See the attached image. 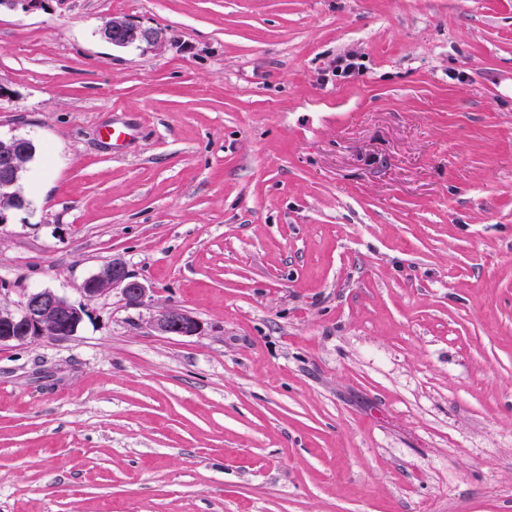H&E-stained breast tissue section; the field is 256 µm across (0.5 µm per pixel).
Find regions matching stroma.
Wrapping results in <instances>:
<instances>
[{
    "label": "stroma",
    "mask_w": 512,
    "mask_h": 512,
    "mask_svg": "<svg viewBox=\"0 0 512 512\" xmlns=\"http://www.w3.org/2000/svg\"><path fill=\"white\" fill-rule=\"evenodd\" d=\"M14 135L0 305L87 313L0 348V512H512V0H46ZM99 35L102 41L112 46H129L137 42L153 41L158 33L126 19L109 18L100 26ZM27 139L17 136L0 138V224L6 223L7 213L25 203L24 197L15 187L27 168ZM80 289L89 300L118 291L122 300L129 305L141 304L147 295L145 285L132 276L125 263L119 259H113L98 273L86 279ZM151 327L163 335L194 336L201 332L200 322L179 308H165L151 321Z\"/></svg>",
    "instance_id": "35a3bbf8"
}]
</instances>
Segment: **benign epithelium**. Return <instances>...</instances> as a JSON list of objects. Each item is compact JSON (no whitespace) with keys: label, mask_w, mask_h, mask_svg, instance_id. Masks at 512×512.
<instances>
[{"label":"benign epithelium","mask_w":512,"mask_h":512,"mask_svg":"<svg viewBox=\"0 0 512 512\" xmlns=\"http://www.w3.org/2000/svg\"><path fill=\"white\" fill-rule=\"evenodd\" d=\"M42 3L43 0H0V11L33 12L41 8ZM99 35L102 41L114 46H129L153 41L158 33L126 19L109 18L100 26ZM26 142L25 137L0 138V224L6 223L7 213L25 202L15 187L27 168ZM81 291L90 300L116 291L129 305L141 304L147 295L145 285L132 276L119 259L112 260L86 279ZM85 314V306L69 301L54 289L29 292L15 309L0 306V347L35 336L68 338L76 332ZM151 327L163 335L194 336L201 332L200 322L179 308L159 311Z\"/></svg>","instance_id":"7a95c632"}]
</instances>
